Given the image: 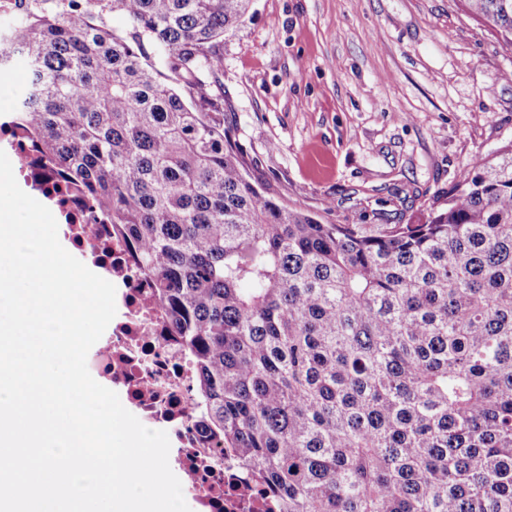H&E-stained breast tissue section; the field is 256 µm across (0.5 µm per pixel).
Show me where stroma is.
Instances as JSON below:
<instances>
[{"instance_id":"35a3bbf8","label":"stroma","mask_w":512,"mask_h":512,"mask_svg":"<svg viewBox=\"0 0 512 512\" xmlns=\"http://www.w3.org/2000/svg\"><path fill=\"white\" fill-rule=\"evenodd\" d=\"M254 173L330 224H414L512 145V55L465 0H253L217 47Z\"/></svg>"}]
</instances>
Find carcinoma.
<instances>
[{
    "label": "carcinoma",
    "instance_id": "obj_1",
    "mask_svg": "<svg viewBox=\"0 0 512 512\" xmlns=\"http://www.w3.org/2000/svg\"><path fill=\"white\" fill-rule=\"evenodd\" d=\"M20 2L14 126L133 249L277 512H512V148L417 224H326L252 176L210 91L251 0ZM467 2L512 52V0Z\"/></svg>",
    "mask_w": 512,
    "mask_h": 512
}]
</instances>
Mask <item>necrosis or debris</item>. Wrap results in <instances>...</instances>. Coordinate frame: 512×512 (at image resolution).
I'll list each match as a JSON object with an SVG mask.
<instances>
[{
	"mask_svg": "<svg viewBox=\"0 0 512 512\" xmlns=\"http://www.w3.org/2000/svg\"><path fill=\"white\" fill-rule=\"evenodd\" d=\"M20 163L18 173L39 184L54 200L72 249L91 258L116 287V315L87 356L90 373L111 382L113 390L147 428L166 431L169 461L183 476L199 512H271L272 501L197 421L194 375L149 289L136 275L125 241L110 225L87 219L84 200L62 191L61 179L39 164L21 139L7 143Z\"/></svg>",
	"mask_w": 512,
	"mask_h": 512,
	"instance_id": "necrosis-or-debris-1",
	"label": "necrosis or debris"
}]
</instances>
